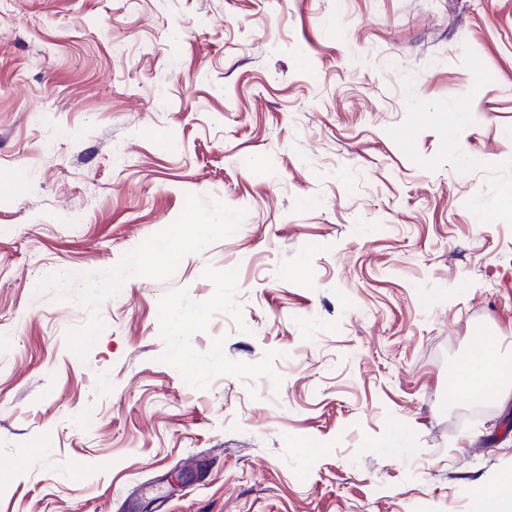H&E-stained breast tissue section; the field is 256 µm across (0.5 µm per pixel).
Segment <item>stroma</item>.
Returning <instances> with one entry per match:
<instances>
[{
  "label": "stroma",
  "instance_id": "stroma-1",
  "mask_svg": "<svg viewBox=\"0 0 512 512\" xmlns=\"http://www.w3.org/2000/svg\"><path fill=\"white\" fill-rule=\"evenodd\" d=\"M488 334L512 0H0V512H469ZM502 343L503 339L499 336L485 337L458 367L459 376L472 391L478 392L483 397L488 393L493 398L502 394L499 385L503 367Z\"/></svg>",
  "mask_w": 512,
  "mask_h": 512
}]
</instances>
